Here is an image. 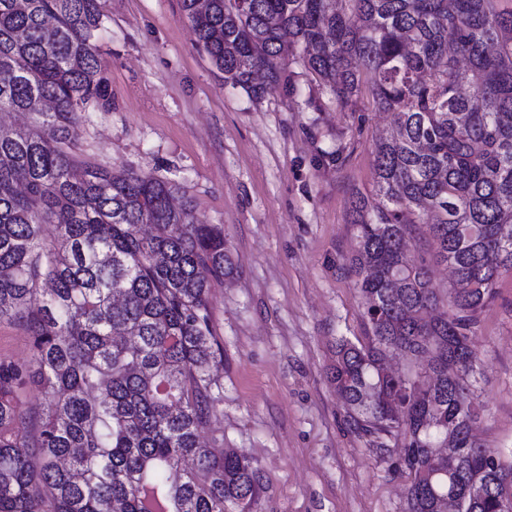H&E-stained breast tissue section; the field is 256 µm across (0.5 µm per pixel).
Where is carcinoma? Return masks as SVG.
<instances>
[{
	"label": "carcinoma",
	"instance_id": "cac0c4a2",
	"mask_svg": "<svg viewBox=\"0 0 512 512\" xmlns=\"http://www.w3.org/2000/svg\"><path fill=\"white\" fill-rule=\"evenodd\" d=\"M507 0H179L224 83L260 98L302 67L345 109L367 87L394 133L373 192L350 204L349 271L366 341L328 369L353 429L403 438L409 512H498L500 452L475 435L471 336L512 268V7ZM102 0H0V320L24 323L32 365L0 363V512H256L252 457L200 445L224 416L209 306L235 264L180 187L85 155V112L112 110ZM417 224L458 288L443 303ZM398 352L425 373H387ZM32 384L43 413L17 389ZM29 425L24 434L19 427ZM445 448L430 457L428 445Z\"/></svg>",
	"mask_w": 512,
	"mask_h": 512
}]
</instances>
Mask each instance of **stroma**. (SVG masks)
Instances as JSON below:
<instances>
[{
  "instance_id": "obj_1",
  "label": "stroma",
  "mask_w": 512,
  "mask_h": 512,
  "mask_svg": "<svg viewBox=\"0 0 512 512\" xmlns=\"http://www.w3.org/2000/svg\"><path fill=\"white\" fill-rule=\"evenodd\" d=\"M100 45L112 95L90 111L83 151L103 166L177 183L201 224H220L233 275L209 294L224 351V450L255 460L259 512H407L396 439L377 449L347 421L326 367L339 338L363 340L348 271L353 193L371 194L389 127L369 95L342 109L295 68L254 99L226 86L180 17L179 0H106ZM480 315L478 437L512 462V270Z\"/></svg>"
}]
</instances>
